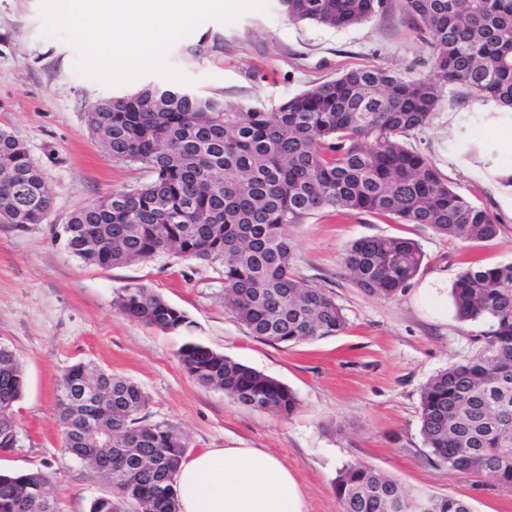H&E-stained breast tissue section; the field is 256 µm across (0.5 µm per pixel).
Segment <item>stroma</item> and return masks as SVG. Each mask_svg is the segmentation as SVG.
<instances>
[{
  "instance_id": "stroma-1",
  "label": "stroma",
  "mask_w": 512,
  "mask_h": 512,
  "mask_svg": "<svg viewBox=\"0 0 512 512\" xmlns=\"http://www.w3.org/2000/svg\"><path fill=\"white\" fill-rule=\"evenodd\" d=\"M200 42L206 49L194 54ZM168 62L192 79L193 90L267 111L354 68L415 78L433 71L401 0L344 28L289 20L279 0H270L267 11L234 23H201L171 48ZM147 84L168 81L149 74L106 87L83 76L64 35L46 34L41 0H0V128L24 139L51 198L43 223L23 230L0 223V344L17 354L26 376L15 408L20 446L0 452V471L47 472L59 512H88L93 499L111 494L108 478L63 448L59 380L83 361L137 382L150 398L149 420L178 425L189 453L262 448L283 460L301 486L305 512H342L333 482L355 461L398 478L413 493L463 498L473 512H512V491L493 478L429 463L418 421L427 380L474 349L477 326L456 318L447 289L471 261L512 262V192L491 176L512 165V148L502 144L512 132V112L448 85L430 123L411 140L452 189L496 217L498 236L452 241L424 224L316 213L294 231V264L312 285L333 292L347 327L287 345L246 335L224 306L220 265L164 255L103 269L68 253L59 233L73 211L148 179L144 169L113 160L85 113L98 99ZM365 236L421 244L424 265L398 297L364 294L345 269L346 247ZM435 278L443 290L432 297L425 287ZM140 285L185 312L190 331L163 332L124 318L116 300ZM190 337L288 386L298 399L294 414L255 411L198 384L177 357Z\"/></svg>"
}]
</instances>
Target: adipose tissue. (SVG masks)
Here are the masks:
<instances>
[{
    "mask_svg": "<svg viewBox=\"0 0 512 512\" xmlns=\"http://www.w3.org/2000/svg\"><path fill=\"white\" fill-rule=\"evenodd\" d=\"M179 512H304L287 465L260 448H209L175 476Z\"/></svg>",
    "mask_w": 512,
    "mask_h": 512,
    "instance_id": "1",
    "label": "adipose tissue"
}]
</instances>
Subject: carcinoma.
<instances>
[{
    "label": "carcinoma",
    "instance_id": "1",
    "mask_svg": "<svg viewBox=\"0 0 512 512\" xmlns=\"http://www.w3.org/2000/svg\"><path fill=\"white\" fill-rule=\"evenodd\" d=\"M288 18L329 27L358 24L387 0H280ZM425 34L434 74L411 78L353 69L265 112L218 96L147 84L102 98L88 112L92 133L110 134L112 159L147 170V182L112 192L69 218L67 251L100 268L174 254L222 266L224 305L257 340L303 344L347 327L331 292L294 266L291 231L321 210L425 224L453 240L498 236L495 218L454 191L410 143L437 111L443 85L512 110V0H403ZM50 207L44 176L22 137L0 128V223L40 224ZM425 254L401 236L353 241L343 262L358 288L394 298L419 274ZM458 320L485 329L477 349L421 390L420 434L431 460L467 475L488 474L512 490V263L472 266L453 282ZM117 308L161 331L187 329L184 312L147 286L124 290ZM199 384L252 410L291 415L294 393L277 380L187 340L178 351ZM16 354L0 345V451L19 447L14 407L24 389ZM63 447L80 460L124 469L88 512H178L175 474L188 442L165 420L147 423L149 396L135 381L92 362L62 374ZM112 395L102 416L99 397ZM334 489L342 512H472L462 498L410 494L403 483L354 462ZM47 473L0 474V512H50Z\"/></svg>",
    "mask_w": 512,
    "mask_h": 512
}]
</instances>
